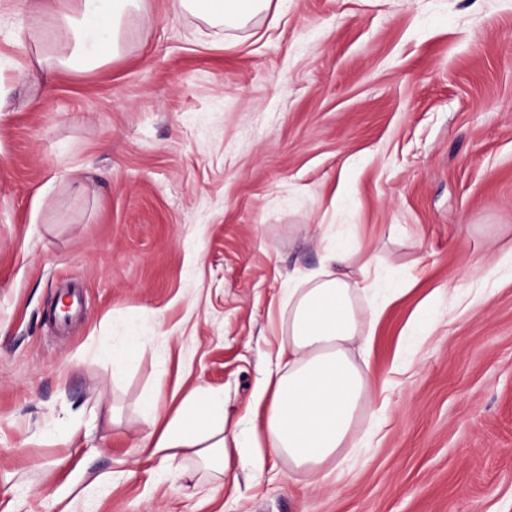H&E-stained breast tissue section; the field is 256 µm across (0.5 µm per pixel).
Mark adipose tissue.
I'll return each instance as SVG.
<instances>
[{
	"label": "adipose tissue",
	"instance_id": "adipose-tissue-1",
	"mask_svg": "<svg viewBox=\"0 0 512 512\" xmlns=\"http://www.w3.org/2000/svg\"><path fill=\"white\" fill-rule=\"evenodd\" d=\"M29 30L50 47L22 77L58 68L85 69L118 55L124 26L146 0H25ZM271 0H172L174 13L190 12L214 27H243L267 11ZM378 260L356 239L326 247L305 287L288 291V332L276 353L282 367L269 372L258 400L266 401L261 428L230 420L220 392L191 391L173 416L159 421L155 399L142 401L147 430L138 449L146 459L181 463L195 457L201 476L222 480L235 470L262 474L265 452L288 458L293 468L320 481L326 464L341 466L354 424L364 409L381 416L371 380L351 356L352 345L370 352L386 305L362 312L356 299L378 288Z\"/></svg>",
	"mask_w": 512,
	"mask_h": 512
}]
</instances>
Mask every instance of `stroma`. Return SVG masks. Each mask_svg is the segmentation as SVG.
<instances>
[{
  "instance_id": "stroma-1",
  "label": "stroma",
  "mask_w": 512,
  "mask_h": 512,
  "mask_svg": "<svg viewBox=\"0 0 512 512\" xmlns=\"http://www.w3.org/2000/svg\"><path fill=\"white\" fill-rule=\"evenodd\" d=\"M41 49L0 0V512L74 484L76 512H512V0H273L242 28L147 0L99 68L21 80ZM332 229L410 286L372 351L383 424L319 489L273 455L161 474L142 399L248 414Z\"/></svg>"
}]
</instances>
